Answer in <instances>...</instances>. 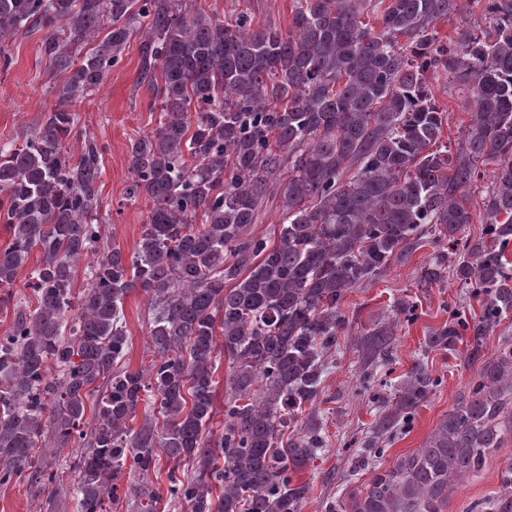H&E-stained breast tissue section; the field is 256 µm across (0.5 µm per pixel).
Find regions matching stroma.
Here are the masks:
<instances>
[{
	"instance_id": "obj_1",
	"label": "stroma",
	"mask_w": 512,
	"mask_h": 512,
	"mask_svg": "<svg viewBox=\"0 0 512 512\" xmlns=\"http://www.w3.org/2000/svg\"><path fill=\"white\" fill-rule=\"evenodd\" d=\"M41 33L17 34L6 41L7 58H0V144L19 143L50 112L57 102L63 76L48 74L41 46ZM139 42L131 40L122 59L112 67L104 83L90 97L77 103L80 137L71 139L68 149L80 155L85 139L96 141L101 152L102 176L99 181L102 224L108 242L132 253L140 238L150 203L145 199L130 202L126 190L131 181L128 147L132 138L156 128L159 114L151 100L136 86ZM437 106L447 114L442 139L454 144L470 123L466 94L461 85L439 76L428 81ZM434 247L421 243L409 258L383 273L350 288L342 303L346 323L338 334L335 349L324 353L325 367L321 393L306 418L314 420L325 441L311 466L300 478L310 485L304 512H329L351 492L361 489L370 477L358 470L353 460L370 435L380 408L370 396L371 386L383 392L395 390L417 357H425L438 385L417 411L412 427L394 434L378 464L394 465L397 458L423 445L440 418L447 414L468 385L479 374L484 358L512 338V313L497 331L486 337L481 356H472L469 342L459 343L456 351H431L426 345V330L443 324L449 312L467 316L479 313L458 283L426 287L419 283V272L431 258ZM412 300L418 318L404 321L396 306L399 300ZM129 350L123 364L137 370L149 365L154 348L149 336V301L141 290L130 292L123 303ZM389 324L395 339L391 360L366 366L364 338L375 325ZM512 464V434L506 435L499 452L478 474L459 484L451 493L446 512H496L495 505L508 495L505 464ZM62 474L60 483L42 486L24 482L0 488V512H78L73 494L77 474L70 455H60L56 463Z\"/></svg>"
}]
</instances>
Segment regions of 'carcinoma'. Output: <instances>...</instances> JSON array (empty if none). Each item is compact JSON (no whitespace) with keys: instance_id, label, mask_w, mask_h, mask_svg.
Instances as JSON below:
<instances>
[{"instance_id":"1","label":"carcinoma","mask_w":512,"mask_h":512,"mask_svg":"<svg viewBox=\"0 0 512 512\" xmlns=\"http://www.w3.org/2000/svg\"><path fill=\"white\" fill-rule=\"evenodd\" d=\"M472 2L479 20L445 40L436 24L459 0H298L285 34L256 26L246 4L226 18L194 0H0V40L46 32L47 70L67 75L39 128L0 147V223L10 233L0 307L14 304L0 335V486L52 485L55 458L81 448L79 512H107L126 470L138 476L125 490L137 512H302L310 487L297 475L323 438L313 424L287 431L319 396L344 295L425 238L436 251L420 281L451 277L480 305L473 319L451 313L429 348L450 351L466 336L482 346L512 311V0ZM133 38L138 88L160 116L128 150V199L151 207L127 256L95 223L97 143L74 161L66 142L78 133L73 107ZM429 73L468 94L471 123L453 151L439 144ZM488 164L473 241L469 191ZM270 203L280 224L256 236L250 227ZM35 250L31 309L11 288ZM88 256L89 287L75 302L76 264ZM138 288L155 356L133 371L119 366L129 349L122 303ZM219 335L234 371L211 440ZM392 336L384 325L368 333L382 360ZM436 385L417 361L394 394L372 395L383 411L356 458L371 477L342 512H444L454 486L502 448L512 341L422 447L372 465ZM162 454L196 463L192 476L168 470L164 498L151 485Z\"/></svg>"}]
</instances>
